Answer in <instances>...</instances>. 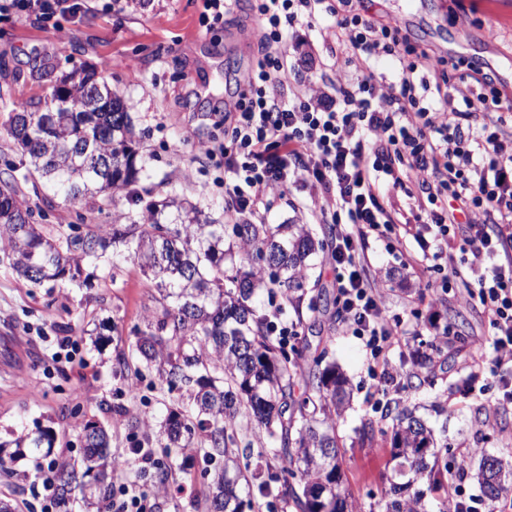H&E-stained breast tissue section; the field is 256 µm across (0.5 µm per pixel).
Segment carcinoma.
I'll return each instance as SVG.
<instances>
[{"label": "carcinoma", "mask_w": 512, "mask_h": 512, "mask_svg": "<svg viewBox=\"0 0 512 512\" xmlns=\"http://www.w3.org/2000/svg\"><path fill=\"white\" fill-rule=\"evenodd\" d=\"M7 127L10 143L26 157L22 167L0 171V252L34 283H78L83 265L118 268L131 258L147 276L153 306L134 330L131 352L116 370L155 373L168 391L188 403L157 419L132 417V427L158 429L166 447L201 456L210 476L208 512H256V497L276 495L298 512H361L340 467L337 422L349 405V380L326 352L286 349L268 327V314L255 303L263 290L279 289L287 301L306 295L312 260L325 249L306 224H213L178 194L160 201L134 196L137 215L112 216L109 224H86L79 236L70 225L36 222L18 192V179L40 180L69 201L114 205L116 193L140 181L129 103L99 83L95 73L72 72L54 81L51 93L20 105ZM440 347L421 354L427 371L398 384L402 392L429 391L431 407L445 411L447 390L436 387L431 369ZM305 391L298 395V380ZM420 405L391 400L392 498L383 512H427L425 499L448 497V462L434 429L417 414ZM83 439L77 462L52 456L55 438L38 429L15 433L14 444L54 466L56 512H73L80 499L106 512L114 466L111 436L99 421L69 411ZM247 419L269 447H236L228 434L237 418ZM250 478L242 480L239 460ZM477 481L494 500L512 493V465L482 459Z\"/></svg>", "instance_id": "1"}]
</instances>
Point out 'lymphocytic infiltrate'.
<instances>
[{
    "mask_svg": "<svg viewBox=\"0 0 512 512\" xmlns=\"http://www.w3.org/2000/svg\"><path fill=\"white\" fill-rule=\"evenodd\" d=\"M243 1L263 24L255 63L218 117L223 142L203 148L224 169L228 211L257 218L270 197L299 190L302 205L330 227L337 319L376 359L400 344L401 331L383 314L364 243L401 224L393 199L405 196L413 220L402 224L404 237H417L420 224L427 231L414 256L426 287L438 271L444 283L458 284L489 321L490 374L511 371L512 132L505 115L512 91L482 78L461 91L468 79L462 60L412 44L407 25L353 0H340L336 64L355 67L356 77L323 74L302 87L287 47L301 45L300 29L313 27L325 0H202L201 24L223 21ZM81 9L77 0H0L1 13L40 23ZM385 55L402 66L389 83L373 69Z\"/></svg>",
    "mask_w": 512,
    "mask_h": 512,
    "instance_id": "1",
    "label": "lymphocytic infiltrate"
}]
</instances>
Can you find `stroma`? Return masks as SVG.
I'll list each match as a JSON object with an SVG mask.
<instances>
[{
	"label": "stroma",
	"instance_id": "obj_1",
	"mask_svg": "<svg viewBox=\"0 0 512 512\" xmlns=\"http://www.w3.org/2000/svg\"><path fill=\"white\" fill-rule=\"evenodd\" d=\"M374 7L385 13L409 12L413 40L464 59L480 76L497 83L512 78V0H376ZM201 11L202 0H130L123 9L57 16L44 25L0 15V126L8 123L15 104L49 93L53 79L76 69H95L132 104L137 150L148 174L144 185L154 197L174 191L216 223H234L216 183L222 171L198 146L223 138V129L210 115L223 111L236 79L251 67L259 24L242 6L224 23L208 28L200 23ZM333 22V17H322L309 30L308 41L317 64L333 67L334 78L344 81L351 71L334 66L340 47L328 31ZM24 192L35 211L44 199L52 200L51 224H101L113 212L137 211L129 189L116 194L115 208L104 210L66 201L43 184L25 186ZM298 197L290 191L271 201L265 223L309 224L319 238H327V225L314 223ZM367 256L381 280L387 316L408 331L404 345L388 355L403 374L418 369L411 350L426 349L432 339L431 313H438L449 331L461 333V341H449L448 361L440 373L450 385L448 466L465 461V487L480 499L479 512H505L512 497L483 498L476 478L483 456L512 460V404L502 402L496 378L478 371L479 358L471 350L475 341L489 339L483 315L460 303L453 287L435 305L423 301L419 273L405 250L396 247L394 234L370 238ZM314 264L310 278L324 295L317 312L279 297L274 303L283 319L301 321L298 341L309 354L326 352L350 382V406L339 425L348 439L343 469L363 512H378L389 497L390 438L379 434L361 443L352 435L365 422L387 426V404L396 392L377 390L369 350L337 328L336 272L324 255H317ZM84 274L88 283L82 287L37 285L18 278L8 260L0 259V439L23 429L47 428L57 438L55 453L80 458L82 444L69 415L78 407L109 425L118 455L138 446L161 448L165 440L158 431L131 428L128 418L162 415L166 406L179 403L178 393L168 392L151 375L133 393L112 372L117 357L130 350L134 327L152 306L150 282L130 261L112 276L92 266ZM100 297L105 300L101 307L96 304ZM63 339L74 343L76 353L59 360L55 354ZM171 458L175 491L157 512H205L208 478L201 459L180 449L172 450ZM10 467L9 474H0V494H11L20 512H42L45 492L36 461L20 456Z\"/></svg>",
	"mask_w": 512,
	"mask_h": 512
}]
</instances>
